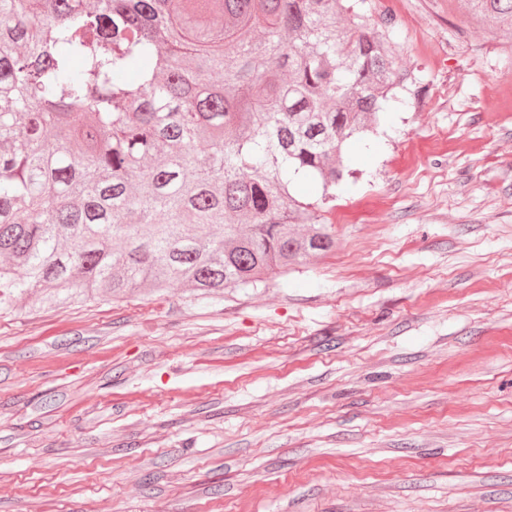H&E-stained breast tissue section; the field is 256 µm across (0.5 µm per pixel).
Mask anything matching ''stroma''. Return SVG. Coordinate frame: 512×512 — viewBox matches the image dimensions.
I'll list each match as a JSON object with an SVG mask.
<instances>
[{
	"label": "stroma",
	"instance_id": "stroma-1",
	"mask_svg": "<svg viewBox=\"0 0 512 512\" xmlns=\"http://www.w3.org/2000/svg\"><path fill=\"white\" fill-rule=\"evenodd\" d=\"M361 0L412 83L334 251L0 313V512H512V33Z\"/></svg>",
	"mask_w": 512,
	"mask_h": 512
}]
</instances>
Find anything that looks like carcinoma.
Wrapping results in <instances>:
<instances>
[{
    "mask_svg": "<svg viewBox=\"0 0 512 512\" xmlns=\"http://www.w3.org/2000/svg\"><path fill=\"white\" fill-rule=\"evenodd\" d=\"M347 0H0V310L182 285L336 247L316 203L407 74ZM512 31V0H464Z\"/></svg>",
    "mask_w": 512,
    "mask_h": 512,
    "instance_id": "carcinoma-1",
    "label": "carcinoma"
}]
</instances>
